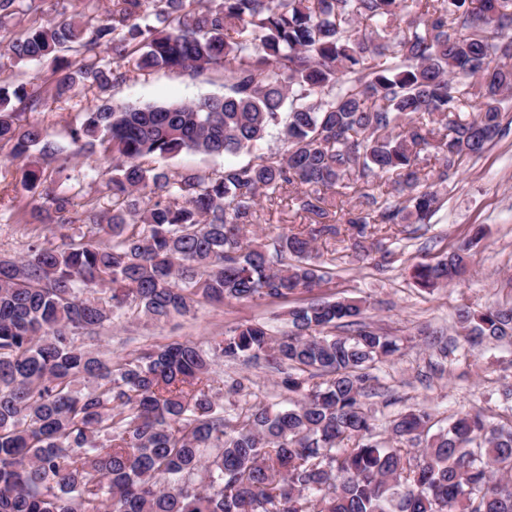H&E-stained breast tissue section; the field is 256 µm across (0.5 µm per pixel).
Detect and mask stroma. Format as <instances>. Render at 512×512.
<instances>
[{"label":"stroma","instance_id":"35a3bbf8","mask_svg":"<svg viewBox=\"0 0 512 512\" xmlns=\"http://www.w3.org/2000/svg\"><path fill=\"white\" fill-rule=\"evenodd\" d=\"M126 83L100 88L86 84L75 93L57 98L46 96L34 112L20 115L21 123L36 124L72 160L62 174L54 176L56 191L72 197V234H79L86 207L99 214L111 213L114 201L107 184L112 177L111 156L97 152L76 155L71 127L80 124L85 112L105 101L144 105L186 102L224 93L223 69L191 74L162 69L151 72L128 64ZM508 133L486 151L463 163L440 184L441 208L429 224H402L383 239L380 249L391 254L388 264L359 260L350 231L330 245L315 242L313 257L321 270L329 272L330 284L321 288L323 297L353 298L367 305V323L381 332L402 338L395 356L377 363L370 371L372 394L365 402L371 409L378 433H386L390 420L411 407L431 410L440 425L460 411L491 406L504 411V383H512V345L508 343L472 346L458 334L457 313L463 307L480 309L489 304H512V109L503 115ZM10 146H0V256L24 254L34 234L26 212L42 205L41 197L24 190L22 162L12 160ZM483 237L473 244L467 272L458 283L421 290L410 276L421 261H435L470 242L475 231ZM289 305L285 302L224 303L197 305L185 317L155 323L125 319L102 331L95 345L121 360L137 350L173 341L205 345L212 336L239 323L260 320L273 330L288 327ZM440 331L448 346L440 356L429 344L428 334ZM218 373L225 383L247 380L264 402L285 401L282 375L264 362H219Z\"/></svg>","mask_w":512,"mask_h":512}]
</instances>
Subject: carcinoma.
<instances>
[{"instance_id": "1", "label": "carcinoma", "mask_w": 512, "mask_h": 512, "mask_svg": "<svg viewBox=\"0 0 512 512\" xmlns=\"http://www.w3.org/2000/svg\"><path fill=\"white\" fill-rule=\"evenodd\" d=\"M41 2L0 0V26ZM5 51L52 59L58 97L124 83L130 59L220 66L227 85L222 97L85 113L71 139L112 154V215L87 210L77 240L63 232L71 198L52 191L37 219L62 243L0 258V512H512V421L479 408L431 435L432 414L413 407L377 439L362 398L369 370L400 344L364 322L359 301L312 299L288 310L286 333L253 321L206 349L173 342L114 363L90 347L122 315L159 322L202 302L322 287L312 243L341 234L346 188L361 238L430 223L429 182L503 133L512 0H112L95 23L47 19ZM67 52L84 64L69 70ZM13 99L35 111L42 90L0 80V143L28 160L32 191L69 157L20 123ZM273 128L282 154L208 177L158 166L183 151L238 155ZM386 176L394 191L372 193ZM262 198L264 223L284 225L269 244L254 229ZM286 199L312 222L286 226ZM468 250L416 264V284L460 277ZM458 324L472 346L512 340V305L463 308ZM220 359L288 370L287 404L255 398L226 413Z\"/></svg>"}]
</instances>
